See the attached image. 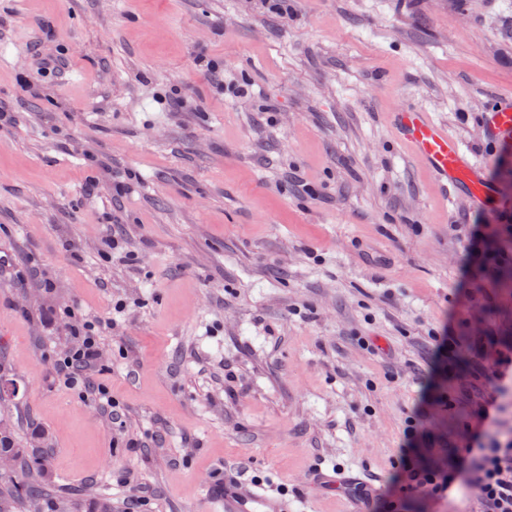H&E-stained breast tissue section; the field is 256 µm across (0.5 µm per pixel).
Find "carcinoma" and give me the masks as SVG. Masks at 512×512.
<instances>
[{"mask_svg": "<svg viewBox=\"0 0 512 512\" xmlns=\"http://www.w3.org/2000/svg\"><path fill=\"white\" fill-rule=\"evenodd\" d=\"M0 453L14 455L20 472L19 477L4 484L0 490V501L8 503L15 512L18 504L24 501L37 504L49 496L45 478L50 470L53 449L40 446L21 448L4 431L0 433Z\"/></svg>", "mask_w": 512, "mask_h": 512, "instance_id": "obj_1", "label": "carcinoma"}]
</instances>
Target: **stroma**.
I'll return each mask as SVG.
<instances>
[{
  "label": "stroma",
  "instance_id": "stroma-1",
  "mask_svg": "<svg viewBox=\"0 0 512 512\" xmlns=\"http://www.w3.org/2000/svg\"><path fill=\"white\" fill-rule=\"evenodd\" d=\"M287 5L0 0V365L19 385L0 424L52 448L56 512H122L127 479L151 512H218L236 475L297 512H361L317 483L337 467L401 512H474L467 474L436 502L391 482L445 334L491 345L430 405L422 464L453 466L492 394L512 435V388L472 367L512 350V283L465 250L472 216L512 226V139L484 120L512 95V0ZM407 105L482 166L484 202L397 139ZM86 319L108 325L95 379L119 426L53 377Z\"/></svg>",
  "mask_w": 512,
  "mask_h": 512
}]
</instances>
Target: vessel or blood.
I'll return each instance as SVG.
<instances>
[{"mask_svg":"<svg viewBox=\"0 0 512 512\" xmlns=\"http://www.w3.org/2000/svg\"><path fill=\"white\" fill-rule=\"evenodd\" d=\"M391 117L400 141L412 148L439 181L464 188L472 202H482L486 192L483 171L470 163L459 142L446 128L415 107L392 112ZM488 121L497 134L512 137L511 95L498 98ZM218 502L222 512H295L288 498L239 484L225 485Z\"/></svg>","mask_w":512,"mask_h":512,"instance_id":"1","label":"vessel or blood"}]
</instances>
